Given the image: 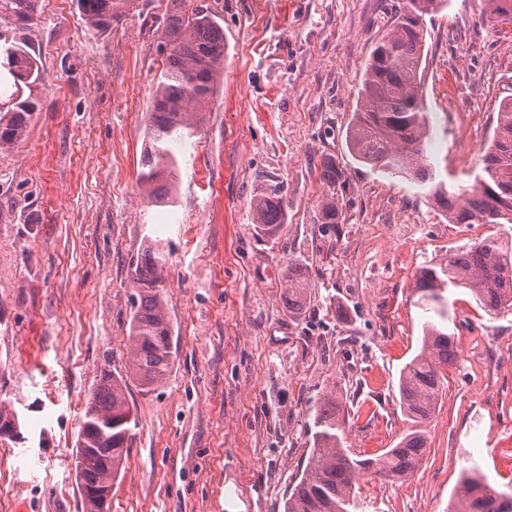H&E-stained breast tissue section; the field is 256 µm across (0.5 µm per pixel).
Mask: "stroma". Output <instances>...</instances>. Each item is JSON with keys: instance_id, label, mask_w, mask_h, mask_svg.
Masks as SVG:
<instances>
[{"instance_id": "35a3bbf8", "label": "stroma", "mask_w": 512, "mask_h": 512, "mask_svg": "<svg viewBox=\"0 0 512 512\" xmlns=\"http://www.w3.org/2000/svg\"><path fill=\"white\" fill-rule=\"evenodd\" d=\"M224 28V74L197 134L172 145L174 202L138 180L165 66L171 0H135L105 33L76 0H40L29 38L39 101L0 152V406L21 435L0 439V512H83L73 454L103 372H126L131 262L156 245L175 361L145 389L112 486V512H284L312 445V409L336 392L344 448L375 457L409 423L400 370L425 315L415 275L449 249L512 224H451L424 186L356 161L345 133L375 42L398 0H191ZM482 0H449L426 23L421 84L438 178L474 184L498 106L512 97V21ZM349 186L337 244L319 233L323 157ZM284 187L275 237L253 222L265 184ZM307 268L301 313L285 305L288 264ZM459 350L415 472L368 475L355 512H448L462 470L512 490V311L489 319L448 293Z\"/></svg>"}]
</instances>
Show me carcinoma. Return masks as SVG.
<instances>
[{"label": "carcinoma", "instance_id": "1", "mask_svg": "<svg viewBox=\"0 0 512 512\" xmlns=\"http://www.w3.org/2000/svg\"><path fill=\"white\" fill-rule=\"evenodd\" d=\"M483 19L512 20V0H484ZM87 26L97 32L112 29L133 0H77ZM448 7V0H399L391 25L375 44L359 89L357 107L346 131L349 153L360 163L414 180L444 208L450 224H512V99L498 107L494 134L482 158L476 184L455 191L436 180L424 163L426 117L420 93V68L426 43V17ZM39 0H0V89L9 106L0 108V151L23 136L38 108L23 89L41 79L39 60L27 32L36 24ZM166 64L153 93L139 181L152 185L173 173V141L195 136L202 112L224 71V29L206 9L187 10L184 0L162 23ZM326 188L318 223L322 235L339 240L346 179L336 160L326 157L320 167ZM284 187L267 184L253 200L254 223L266 235L276 234L285 221ZM162 255L145 247L132 263L135 292L130 299L127 365L130 375L146 388L169 374L175 359L172 326L165 311L159 269ZM307 274L299 264L288 266L285 302L295 312L307 302ZM415 288L424 312L420 345L402 367L399 402L413 427L394 447L375 458L352 457L342 448L347 407L332 392L313 409L315 432L308 461L285 501L284 512H351L354 489L364 473L398 480L420 465L427 447L421 424L435 411L445 373L459 358L448 333V299L452 288L469 290L490 317L512 310V244L489 235L448 250L443 258L422 266ZM136 420L127 400L126 379L103 372L85 402L75 452L86 461L74 465L80 487L113 485L128 456ZM450 512H512V493L495 490L482 478L466 476L462 495Z\"/></svg>", "mask_w": 512, "mask_h": 512}]
</instances>
